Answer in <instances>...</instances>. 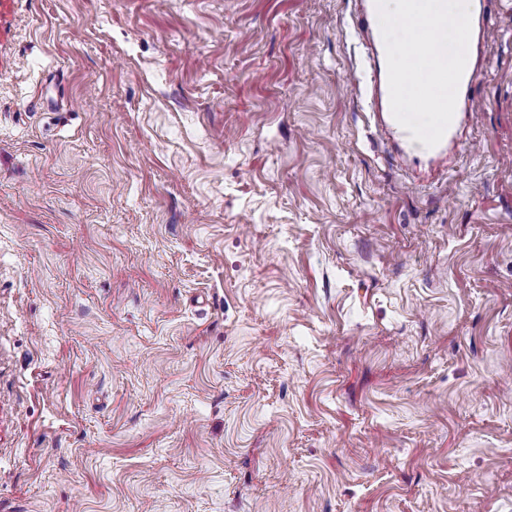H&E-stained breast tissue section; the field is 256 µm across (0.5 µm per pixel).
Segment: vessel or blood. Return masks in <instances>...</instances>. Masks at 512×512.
<instances>
[{
	"instance_id": "1",
	"label": "vessel or blood",
	"mask_w": 512,
	"mask_h": 512,
	"mask_svg": "<svg viewBox=\"0 0 512 512\" xmlns=\"http://www.w3.org/2000/svg\"><path fill=\"white\" fill-rule=\"evenodd\" d=\"M386 55L385 46L380 41L371 43V81L373 83V94L378 101H389L388 80L382 75L381 60ZM477 70L475 67H466L462 75L453 120L446 130L441 141L434 147L427 148L419 141L413 140L409 131H406L394 118L393 114H386L383 122L388 135L392 138L394 145L404 154L413 158L434 159L447 149L450 143L455 142L459 136L463 123L471 116L473 108V88L476 81Z\"/></svg>"
}]
</instances>
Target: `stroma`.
<instances>
[{
    "mask_svg": "<svg viewBox=\"0 0 512 512\" xmlns=\"http://www.w3.org/2000/svg\"><path fill=\"white\" fill-rule=\"evenodd\" d=\"M360 6L0 5V512H512V0L420 163ZM376 2L364 6L357 11L358 29L371 35V82L373 83V96H376L380 104V112L385 113L383 122L388 135L392 138L394 145L404 154L422 159H434L448 148V144L454 143L460 137V131L465 120L472 115L473 88L476 81L477 68L470 63L466 64L462 75L453 120L446 130L441 141L434 147L427 148L419 141H414L411 133L406 131L394 118L390 107V95L388 87V73L382 78L381 59L386 57L385 45L374 35L373 27L377 20ZM384 101V106L383 102Z\"/></svg>",
    "mask_w": 512,
    "mask_h": 512,
    "instance_id": "35a3bbf8",
    "label": "stroma"
}]
</instances>
